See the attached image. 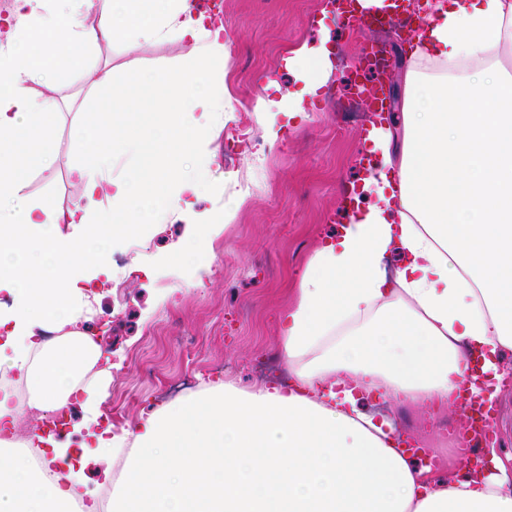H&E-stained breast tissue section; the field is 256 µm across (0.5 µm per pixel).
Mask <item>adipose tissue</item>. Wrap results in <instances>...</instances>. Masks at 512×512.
<instances>
[{
  "mask_svg": "<svg viewBox=\"0 0 512 512\" xmlns=\"http://www.w3.org/2000/svg\"><path fill=\"white\" fill-rule=\"evenodd\" d=\"M98 22H84L88 7ZM0 39V369L27 403L0 392V436L16 437L24 407H79L71 433L25 437L40 449L41 482L0 448V512H63L90 474L113 480L131 442L112 512H512V474L465 466L440 476L399 446L378 400L429 420L460 414L461 395L493 403L497 359L512 349V0H429L406 58L394 126L372 127L375 157L359 194L342 204L281 317L279 355L294 384L241 391L212 385L140 418L129 437L102 425L103 356L78 324L92 282L110 279V249L145 225L182 221L173 252L189 281L211 267L210 244L245 201L200 212L224 194L208 146L231 111L223 25L191 0H11ZM330 32L287 59L300 96L258 95L269 142L301 115L330 69ZM179 43L167 69L132 65L115 80L96 68L94 110L74 125L76 200L59 208L25 194L58 153L55 99L34 86L87 68L100 44ZM152 111H141L142 100ZM136 166L113 176L116 161ZM65 224L79 225L62 234Z\"/></svg>",
  "mask_w": 512,
  "mask_h": 512,
  "instance_id": "ef3b65f1",
  "label": "adipose tissue"
}]
</instances>
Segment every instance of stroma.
Wrapping results in <instances>:
<instances>
[{"label":"stroma","instance_id":"obj_1","mask_svg":"<svg viewBox=\"0 0 512 512\" xmlns=\"http://www.w3.org/2000/svg\"><path fill=\"white\" fill-rule=\"evenodd\" d=\"M327 0H221L217 11L230 39L225 88L234 105L224 117V132L210 143L213 169L225 179L224 198L238 191L247 199L235 223L213 240V263L202 284L190 286L168 261L171 246L185 231L181 221L152 227L155 244L145 255L129 254L126 242L112 250L125 258L113 268L124 279L122 294L104 287L99 310L88 323L90 334L111 337L112 379L101 405L104 421L113 408L123 417L118 433L132 431L143 410L161 403V385L175 386L188 375L206 384L230 382L249 388L262 367L278 363V317L294 296V288L311 255L335 235L342 197L353 183L366 177L362 158L369 149L363 137L372 116L358 93L362 84L383 83L399 95L406 66L404 45L394 37L385 43L392 61L385 73L360 69L372 33L324 17ZM325 19L334 38L332 72L319 97L306 102L307 116L295 119L275 144L262 137L252 109L267 79L282 92L300 84L285 59L294 49L317 46L318 19ZM186 50L176 43L155 44L129 52L101 44L97 63L123 69L132 62L164 67ZM73 111L56 125L59 151L51 171L33 173L25 192L51 198L68 207L77 195L69 177L74 159L69 140ZM169 293L159 308L151 303L157 292ZM403 435L412 443L428 438L434 454L460 463L455 437L448 434L454 419L430 426L417 412L395 410ZM492 450L512 465V384L502 388L494 405Z\"/></svg>","mask_w":512,"mask_h":512}]
</instances>
